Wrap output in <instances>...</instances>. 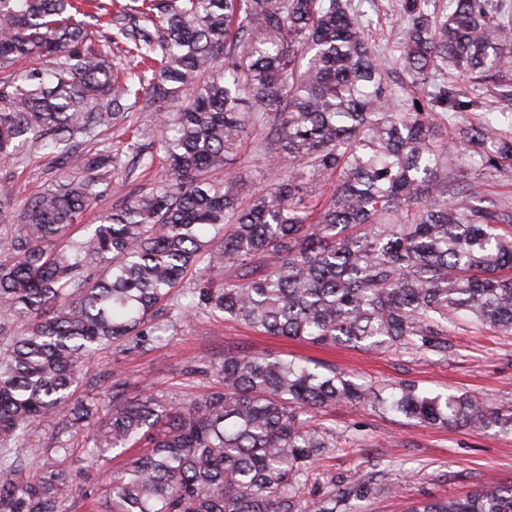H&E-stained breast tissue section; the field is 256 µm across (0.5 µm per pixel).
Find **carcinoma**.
Returning a JSON list of instances; mask_svg holds the SVG:
<instances>
[{"label": "carcinoma", "mask_w": 512, "mask_h": 512, "mask_svg": "<svg viewBox=\"0 0 512 512\" xmlns=\"http://www.w3.org/2000/svg\"><path fill=\"white\" fill-rule=\"evenodd\" d=\"M397 54L381 55L373 19L352 0H0V160L38 149L59 180L0 233V512H64L59 469L20 473L32 430L60 416L53 451L101 413L73 398L96 352L149 340L181 307L176 288L199 267L186 309L253 331L367 350L438 349L462 312L512 334V202L478 176L512 178V139L489 121L451 125L479 157L458 166L441 112L479 106L473 84L512 100V6L506 0H401ZM107 19L113 32L97 27ZM165 104L152 187L122 178V155L87 153L140 98ZM267 127L277 157L265 192L217 180L242 141ZM335 190L321 208V183ZM125 191L84 237L69 229ZM222 387L189 405L157 393L114 406L86 441L91 466L147 448L103 488L105 512H339L361 484L316 505L299 490L337 447L313 413L371 402L428 426H495L512 414L467 395L404 384L390 400L344 373L262 352L210 366ZM407 512H512V484L413 503Z\"/></svg>", "instance_id": "carcinoma-1"}]
</instances>
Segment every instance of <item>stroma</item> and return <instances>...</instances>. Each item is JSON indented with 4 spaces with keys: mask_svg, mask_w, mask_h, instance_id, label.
Listing matches in <instances>:
<instances>
[{
    "mask_svg": "<svg viewBox=\"0 0 512 512\" xmlns=\"http://www.w3.org/2000/svg\"><path fill=\"white\" fill-rule=\"evenodd\" d=\"M363 11L377 13L372 37L385 55L395 53L402 35L396 17L399 0H360ZM159 109L150 104L131 120L115 125L101 148L116 149L136 140L149 146L157 131ZM273 161L264 133L252 135L238 155L221 170L233 177L246 193L261 192L268 185ZM13 175V174H12ZM54 172L34 156L24 172L10 183L17 204L49 188ZM171 331L160 341L119 343L91 359L78 384L76 395L96 397L106 404L129 405L146 389H154L178 403L201 399L218 387L211 363L225 354L262 350L288 360L344 372L356 382L372 385L383 397H391L401 384L412 383L420 390L437 394H468L494 406L512 410V334L475 328L460 319L448 330V347L429 350H379L325 347L257 334L244 325L200 311L190 319L180 312L168 315ZM317 423L333 429L339 447L313 464L302 499L314 505L331 487L355 482L371 487L368 498L352 500L349 512H406L411 502L465 495L490 484L512 483V432L491 427H431L371 404L343 405L317 413ZM56 421L39 425L31 432L20 456L27 475L43 468L66 470L77 485L69 512H95L109 470L122 468L130 459L121 454L108 468H90L83 460V437H76L69 456L52 450Z\"/></svg>",
    "mask_w": 512,
    "mask_h": 512,
    "instance_id": "obj_1",
    "label": "stroma"
}]
</instances>
